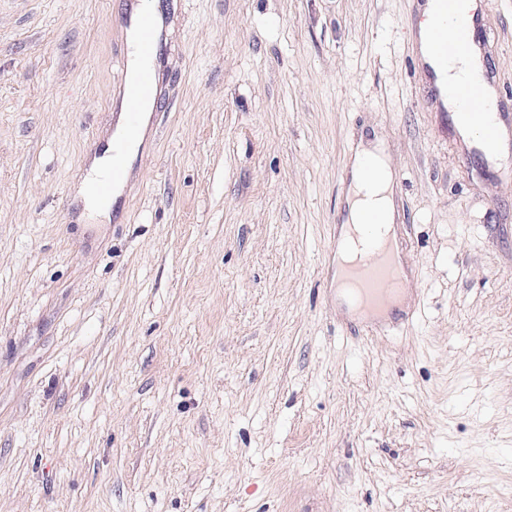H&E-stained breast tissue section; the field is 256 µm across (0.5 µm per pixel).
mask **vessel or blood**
I'll use <instances>...</instances> for the list:
<instances>
[{"label":"vessel or blood","mask_w":512,"mask_h":512,"mask_svg":"<svg viewBox=\"0 0 512 512\" xmlns=\"http://www.w3.org/2000/svg\"><path fill=\"white\" fill-rule=\"evenodd\" d=\"M435 21L427 32L428 55L419 58L422 68L453 66L459 53L471 54L478 62L476 70L462 76L443 90L445 98L451 99L458 110L464 111L472 102H484L495 93L496 84L490 61L485 53V39L480 34L479 18L466 9L464 0H433ZM137 60L139 64L137 85L127 93L129 106L125 112L129 128H137L141 122L139 102L151 97L156 75L154 58L159 50L157 26L151 16L143 15L137 20ZM512 131V104L498 100L493 118L484 121L479 129L484 143L497 144ZM126 168L121 151H114L112 169L96 185L100 197H109L114 186L124 181ZM353 300L369 304L386 302L403 291L404 276L390 255L386 244L371 242L358 264L350 268L345 279Z\"/></svg>","instance_id":"1"}]
</instances>
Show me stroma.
Returning a JSON list of instances; mask_svg holds the SVG:
<instances>
[{"mask_svg": "<svg viewBox=\"0 0 512 512\" xmlns=\"http://www.w3.org/2000/svg\"><path fill=\"white\" fill-rule=\"evenodd\" d=\"M159 4L99 224L134 0H0V512H512V151L464 162L410 0ZM374 137L411 271L367 332L333 247ZM137 38L136 53L139 64L137 85L132 92L126 90L129 106L125 112L128 127L135 130H127L124 118L119 119L112 137L101 155H97L93 159L89 173L79 187V195L89 217L102 218V222L109 220L112 198L105 202L98 201L93 195V184L108 171L111 162L110 173L96 185L97 194L102 198H107L112 193L114 186L124 181L126 168L122 160V151L120 149L114 151L112 158V149L118 144H123L125 160H129L135 155L144 137V126L141 125L140 128H137L141 122L139 102L141 99L152 96L156 82L154 58L159 50V37L156 23L150 15H142L138 18Z\"/></svg>", "mask_w": 512, "mask_h": 512, "instance_id": "obj_1", "label": "stroma"}]
</instances>
